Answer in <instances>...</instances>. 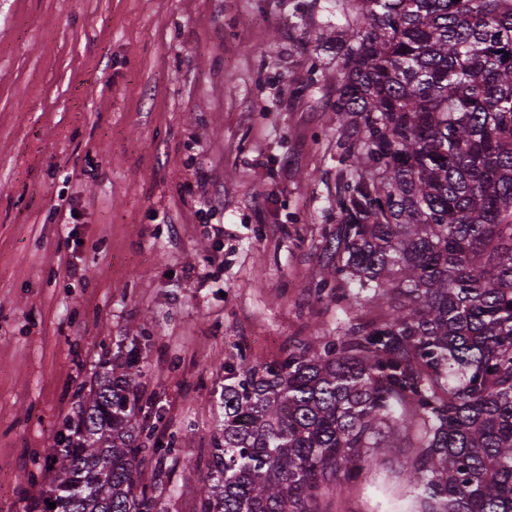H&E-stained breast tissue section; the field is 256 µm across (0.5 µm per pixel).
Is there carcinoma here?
I'll return each mask as SVG.
<instances>
[{
	"instance_id": "carcinoma-1",
	"label": "carcinoma",
	"mask_w": 512,
	"mask_h": 512,
	"mask_svg": "<svg viewBox=\"0 0 512 512\" xmlns=\"http://www.w3.org/2000/svg\"><path fill=\"white\" fill-rule=\"evenodd\" d=\"M332 111L347 167L314 283L384 308L281 360L224 365V434L198 512H318L340 476L414 449L411 512H512V0H344ZM138 345L100 363L26 512H158L161 417ZM56 503L53 509L47 502Z\"/></svg>"
}]
</instances>
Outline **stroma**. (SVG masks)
Wrapping results in <instances>:
<instances>
[{"label": "stroma", "mask_w": 512, "mask_h": 512, "mask_svg": "<svg viewBox=\"0 0 512 512\" xmlns=\"http://www.w3.org/2000/svg\"><path fill=\"white\" fill-rule=\"evenodd\" d=\"M340 3L0 0V512L39 495L25 473L133 341L146 424L175 444L161 507L197 512L225 364L376 315L312 292L337 224ZM411 454L320 512H404Z\"/></svg>", "instance_id": "stroma-1"}]
</instances>
